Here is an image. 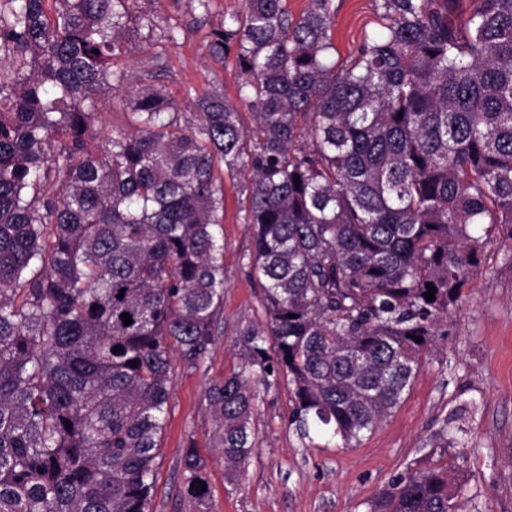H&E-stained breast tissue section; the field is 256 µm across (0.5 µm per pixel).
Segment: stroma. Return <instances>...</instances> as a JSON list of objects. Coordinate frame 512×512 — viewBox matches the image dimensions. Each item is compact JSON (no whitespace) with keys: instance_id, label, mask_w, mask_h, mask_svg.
Segmentation results:
<instances>
[{"instance_id":"obj_1","label":"stroma","mask_w":512,"mask_h":512,"mask_svg":"<svg viewBox=\"0 0 512 512\" xmlns=\"http://www.w3.org/2000/svg\"><path fill=\"white\" fill-rule=\"evenodd\" d=\"M380 0H334L333 60L345 63L365 35L380 29ZM241 0H211L209 12L187 0H162L163 17L180 37L166 52L156 80L194 109L196 93L220 84L237 97L233 58L210 52V33ZM224 304L213 345L199 367L175 362L174 388L161 439L150 512H200L182 493L181 463L196 449L208 465L207 512H371L392 478L431 457L429 439L444 418H462L463 449L444 461L465 512H512V240L489 247L488 271L478 277L450 321V335L430 354L392 414L353 448L317 440L307 447L289 424L287 382L265 394L252 425L257 447L238 481L227 482L205 392L238 363L240 323L265 319L261 288L251 277V238L241 219L237 183L224 181Z\"/></svg>"}]
</instances>
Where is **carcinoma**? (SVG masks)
Segmentation results:
<instances>
[{
	"instance_id": "carcinoma-1",
	"label": "carcinoma",
	"mask_w": 512,
	"mask_h": 512,
	"mask_svg": "<svg viewBox=\"0 0 512 512\" xmlns=\"http://www.w3.org/2000/svg\"><path fill=\"white\" fill-rule=\"evenodd\" d=\"M44 2L0 0V512H150L171 359L200 365L224 303L222 170L267 317L206 391L224 469L248 463L259 388L282 378L301 440L360 444L512 240V0H382L342 67L333 0H242L210 46L235 50L251 129L219 86L185 112L117 66L132 32L177 42L157 0ZM116 103L125 128L103 137ZM457 444L443 421L431 447ZM182 487L208 506L193 448ZM457 496L428 461L371 512Z\"/></svg>"
}]
</instances>
